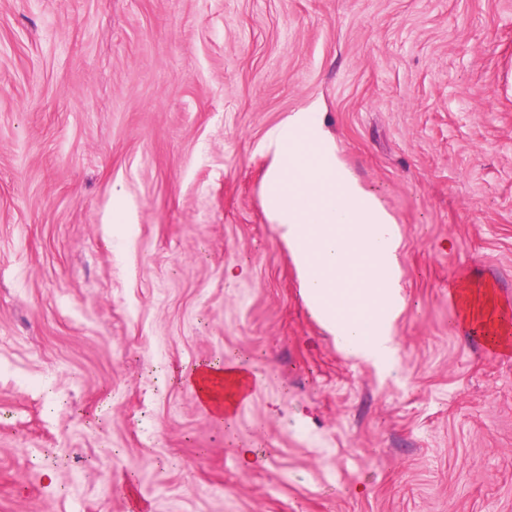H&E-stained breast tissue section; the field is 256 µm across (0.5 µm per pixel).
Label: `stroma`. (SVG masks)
Listing matches in <instances>:
<instances>
[{"label":"stroma","mask_w":512,"mask_h":512,"mask_svg":"<svg viewBox=\"0 0 512 512\" xmlns=\"http://www.w3.org/2000/svg\"><path fill=\"white\" fill-rule=\"evenodd\" d=\"M315 100L400 230L382 367L263 212ZM482 282L512 309V0H0V512H512ZM217 358L229 421L183 380ZM462 311L470 320L480 321L479 326L485 330V335L490 334L492 339L503 337L497 335L499 332H505L507 323L502 313L495 314L493 289L489 285L484 286L480 291H470L465 294Z\"/></svg>","instance_id":"obj_1"}]
</instances>
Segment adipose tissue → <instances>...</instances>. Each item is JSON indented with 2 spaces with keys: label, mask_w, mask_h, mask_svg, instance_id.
Listing matches in <instances>:
<instances>
[{
  "label": "adipose tissue",
  "mask_w": 512,
  "mask_h": 512,
  "mask_svg": "<svg viewBox=\"0 0 512 512\" xmlns=\"http://www.w3.org/2000/svg\"><path fill=\"white\" fill-rule=\"evenodd\" d=\"M320 111L319 102H311L267 132L265 214L278 226L322 327L349 357L385 362L395 354L394 325L405 305L399 228L377 194L340 160ZM462 311L487 334L506 328L491 287L465 294ZM229 376L216 361L188 376L214 415L225 413Z\"/></svg>",
  "instance_id": "obj_1"
}]
</instances>
